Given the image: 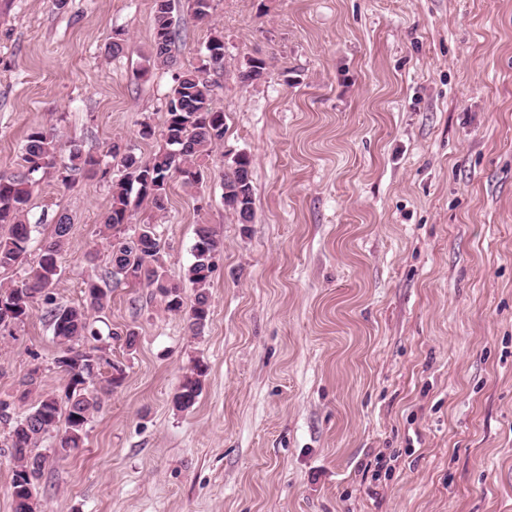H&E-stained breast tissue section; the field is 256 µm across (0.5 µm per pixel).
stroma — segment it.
<instances>
[{
	"mask_svg": "<svg viewBox=\"0 0 512 512\" xmlns=\"http://www.w3.org/2000/svg\"><path fill=\"white\" fill-rule=\"evenodd\" d=\"M172 28L157 67L154 0H0V174L34 127L114 172L113 141L150 156L176 71L224 37L205 181L171 179L166 213L126 226L155 225L188 306L196 228L216 231L209 321L193 334L154 289L113 285L91 320L125 379L84 447L49 456L43 512H512V0H212L203 22L174 0ZM251 58L269 63L252 82ZM238 153L247 225L224 204ZM110 207L96 178L35 187L28 260L71 219L57 303L109 268ZM57 351L42 308L0 330V399L37 364V393H63ZM251 159L249 155L243 154L242 157L231 166L228 174H224V188H235L240 186L243 200L238 202L237 207H233L226 194L224 195L225 204L232 209L239 217L242 224L249 222L253 217V194L251 184ZM235 182L238 183L235 184ZM206 373L207 366L203 361L198 360L190 373L183 377L174 395L173 401L176 409L186 411L195 405L201 395Z\"/></svg>",
	"mask_w": 512,
	"mask_h": 512,
	"instance_id": "stroma-1",
	"label": "stroma"
}]
</instances>
